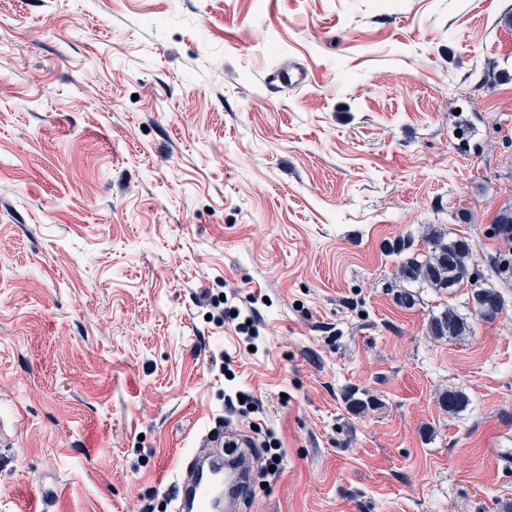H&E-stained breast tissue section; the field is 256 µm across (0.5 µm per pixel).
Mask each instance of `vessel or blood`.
I'll return each mask as SVG.
<instances>
[{"label":"vessel or blood","mask_w":512,"mask_h":512,"mask_svg":"<svg viewBox=\"0 0 512 512\" xmlns=\"http://www.w3.org/2000/svg\"><path fill=\"white\" fill-rule=\"evenodd\" d=\"M255 459L226 439L223 448H205L183 459L170 496L175 512H240L250 493Z\"/></svg>","instance_id":"obj_1"}]
</instances>
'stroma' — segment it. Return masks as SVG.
I'll return each instance as SVG.
<instances>
[{
  "label": "stroma",
  "mask_w": 512,
  "mask_h": 512,
  "mask_svg": "<svg viewBox=\"0 0 512 512\" xmlns=\"http://www.w3.org/2000/svg\"><path fill=\"white\" fill-rule=\"evenodd\" d=\"M510 206L512 0H0V512H166L216 429L281 445L243 512H500ZM434 226L495 320L400 278ZM494 237L508 247V251L495 258L492 271L497 279L508 284L512 280V208L500 210L491 226ZM231 312H236V315H231ZM224 316L230 319L231 322L237 321L234 325L236 333L243 335V341L247 343L248 346L254 347V341L259 338L255 329V323L257 322L256 310L253 308H247L242 311L238 307H230L224 312ZM429 332L437 340L460 338L470 332V323L453 308H447L429 321Z\"/></svg>",
  "instance_id": "35a3bbf8"
}]
</instances>
